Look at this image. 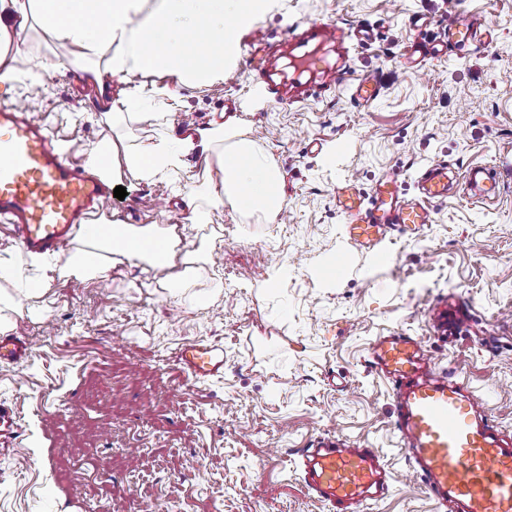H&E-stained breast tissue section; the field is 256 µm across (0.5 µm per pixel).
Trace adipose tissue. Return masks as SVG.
<instances>
[{"label": "adipose tissue", "mask_w": 512, "mask_h": 512, "mask_svg": "<svg viewBox=\"0 0 512 512\" xmlns=\"http://www.w3.org/2000/svg\"><path fill=\"white\" fill-rule=\"evenodd\" d=\"M272 7L273 0H0V85L15 80L12 42L32 22L74 54L109 51V70L119 79L135 70L169 73L185 83L217 82L235 67L243 35ZM219 144L222 177L207 187L211 203L275 220L284 201L283 176L231 120L132 150L108 141L90 152L89 161L106 179L118 177L123 166L146 179L191 153L210 154ZM104 242L127 259L166 269L172 288L182 287L210 261L206 244L182 253L172 235L149 227L116 223Z\"/></svg>", "instance_id": "adipose-tissue-1"}]
</instances>
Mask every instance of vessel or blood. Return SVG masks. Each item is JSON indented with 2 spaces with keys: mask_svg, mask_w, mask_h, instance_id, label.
<instances>
[{
  "mask_svg": "<svg viewBox=\"0 0 512 512\" xmlns=\"http://www.w3.org/2000/svg\"><path fill=\"white\" fill-rule=\"evenodd\" d=\"M347 39L344 28L334 23L309 25L299 36L306 52L291 64L319 67L321 87L342 84L343 70L319 65L312 50L342 52ZM448 39L456 44L476 42L474 20L449 18ZM351 90L355 99L368 103L379 96L381 85L376 76H363ZM398 184V175H388L368 199L353 185L337 187V203L347 217L345 232L353 245L373 246L397 226L416 230L432 223L429 204L447 198L448 169L440 164L426 167L418 179L421 198L414 202L400 199ZM113 196L111 184L67 159L47 127L23 107H0V216L12 225L23 251L64 252L81 224L111 212ZM29 354L25 339L0 336V363H16ZM371 358L392 382L401 411V440L436 504L452 507L453 512H512V447L496 436L460 386L434 373H421L426 358L419 342L400 333L380 337ZM179 361L196 378L224 373V349L216 344L187 343ZM301 467L308 487L335 512H357L389 488L390 475L372 448L334 441L307 451Z\"/></svg>",
  "mask_w": 512,
  "mask_h": 512,
  "instance_id": "b4317fda",
  "label": "vessel or blood"
}]
</instances>
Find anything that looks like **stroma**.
<instances>
[{"instance_id": "obj_1", "label": "stroma", "mask_w": 512, "mask_h": 512, "mask_svg": "<svg viewBox=\"0 0 512 512\" xmlns=\"http://www.w3.org/2000/svg\"><path fill=\"white\" fill-rule=\"evenodd\" d=\"M452 14L482 18L487 45L409 63L412 43L440 41ZM416 16L426 26L414 29ZM329 21L369 30L326 59L353 78L375 74L379 97L362 104L342 85L315 98L317 72L294 70L286 100L268 94L258 66L284 68L298 33ZM13 50L18 77L0 85V104L27 107L72 162L108 139L131 148L234 118L286 192L272 223L212 207L216 151L183 157L170 177L122 176L111 221L175 227L183 251L213 240L210 264L182 288L106 250V279H51L60 256L32 265L0 217V320L30 345L26 360L0 364V406L19 424L0 451V512H332L298 463L333 437L376 448L391 476L363 512H437L411 476L392 385L369 364L395 332L417 337L512 444V0H277L215 84L138 72L120 84L99 54L82 59L103 69L95 85L35 24ZM124 89L160 120L107 119ZM436 162L448 197L433 223L370 248L349 242L338 186L368 196L396 173L410 200ZM475 166L498 173L499 196L470 190ZM196 207L209 223L192 222ZM197 340L223 346V376L183 371L179 350Z\"/></svg>"}]
</instances>
